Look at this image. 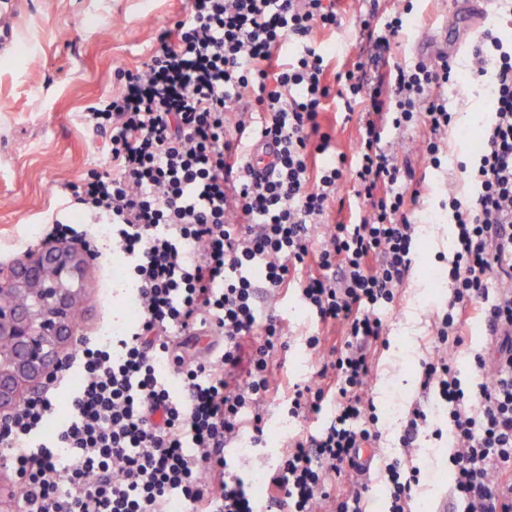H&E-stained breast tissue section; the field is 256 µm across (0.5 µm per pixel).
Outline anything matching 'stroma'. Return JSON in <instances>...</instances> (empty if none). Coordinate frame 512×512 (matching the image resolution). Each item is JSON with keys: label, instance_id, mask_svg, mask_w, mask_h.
Returning a JSON list of instances; mask_svg holds the SVG:
<instances>
[{"label": "stroma", "instance_id": "1", "mask_svg": "<svg viewBox=\"0 0 512 512\" xmlns=\"http://www.w3.org/2000/svg\"><path fill=\"white\" fill-rule=\"evenodd\" d=\"M449 0H414V23L392 44L391 62L405 63L427 56L429 43L448 18ZM369 8L367 0H347L341 26L318 30L314 38L327 54L332 68L343 69L356 42L355 20ZM190 10L189 0H6L0 4V264L19 259L22 252L39 247V240L24 238L28 224L48 230L54 221L69 222L77 211L68 185H79L91 173L111 171L108 140L85 122L89 107L110 97L118 76L135 70L148 59L158 35ZM449 102L459 113L474 112L470 124L455 123L448 131L449 160L445 169L427 168L419 156H411L416 173L426 176L416 212L419 253L413 270L400 290L393 311L385 317V346L379 347L370 391L376 407L394 406L380 419V446L372 482L365 493L366 512H383L387 486L384 466L407 457L421 471L415 512H428L447 493L453 475L448 463L447 439L419 436L412 456H405L399 438L405 416L418 397V373L423 360L433 353L432 332L436 314L448 300L438 277L444 259L451 254L452 226L440 203L449 184L460 195L471 187L459 170L469 161L483 122L491 116L492 101L480 86L449 92ZM98 258L88 269L78 333L96 337L101 327L132 303L131 288L109 296L113 267L121 265L112 243L100 239L95 225L81 224ZM276 314L288 326L289 348L279 361L292 382L312 378L318 357L305 345L317 332L311 314L295 296L277 301ZM288 394L279 391L268 402L269 423L288 426L286 436H263L254 444L251 435L240 443L245 450L231 453L235 471L249 478L259 455L280 458L288 438L313 432L327 420L319 415L307 421L290 419Z\"/></svg>", "mask_w": 512, "mask_h": 512}]
</instances>
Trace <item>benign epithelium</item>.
Listing matches in <instances>:
<instances>
[{
    "label": "benign epithelium",
    "mask_w": 512,
    "mask_h": 512,
    "mask_svg": "<svg viewBox=\"0 0 512 512\" xmlns=\"http://www.w3.org/2000/svg\"><path fill=\"white\" fill-rule=\"evenodd\" d=\"M93 255L65 245L41 246L0 267V422L22 391L51 384L70 360L82 303L76 287Z\"/></svg>",
    "instance_id": "7a95c632"
}]
</instances>
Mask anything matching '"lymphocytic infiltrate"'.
Wrapping results in <instances>:
<instances>
[{
  "label": "lymphocytic infiltrate",
  "instance_id": "obj_1",
  "mask_svg": "<svg viewBox=\"0 0 512 512\" xmlns=\"http://www.w3.org/2000/svg\"><path fill=\"white\" fill-rule=\"evenodd\" d=\"M339 0H191L186 19L161 33L143 69L89 108L86 122L109 136L112 170L75 191L80 210L110 225L112 250L134 284L136 317L112 341L81 339L79 381L68 395L30 396L0 430V466L14 478L18 512H254L252 497L224 455L251 430L261 442L264 404L287 388L289 417L309 419L325 402L331 418L291 438L266 479L269 503L288 512H363L360 492H339L354 456L379 438L369 393L370 348L383 335L380 311L394 308L414 261L411 208L421 182L386 141L422 126L416 148L435 170L455 114L445 86L455 63L390 64L394 40L411 21L407 0L360 24L352 62L330 73L315 29L341 24ZM294 60L282 66L285 44ZM490 80L491 120L465 174V198L442 207L455 224L453 256L440 280L448 303L433 326L436 353L422 364L421 400L409 409L400 445L431 432L435 394L454 446L451 492L464 512H512V40L484 33L469 83ZM358 106V137L341 151L322 129L325 102ZM275 145L256 172L243 139ZM351 184L357 217L345 213ZM334 220H327L328 208ZM296 291L338 342L307 337L320 367L288 384L277 361L286 325L261 316ZM477 310L492 357L476 354L480 376L464 389L451 355L466 341L462 317ZM215 331L220 355L200 362L178 351L180 336ZM172 367L175 396L158 367ZM70 415L53 423L59 398ZM386 512H409L418 468H385Z\"/></svg>",
  "mask_w": 512,
  "mask_h": 512
}]
</instances>
